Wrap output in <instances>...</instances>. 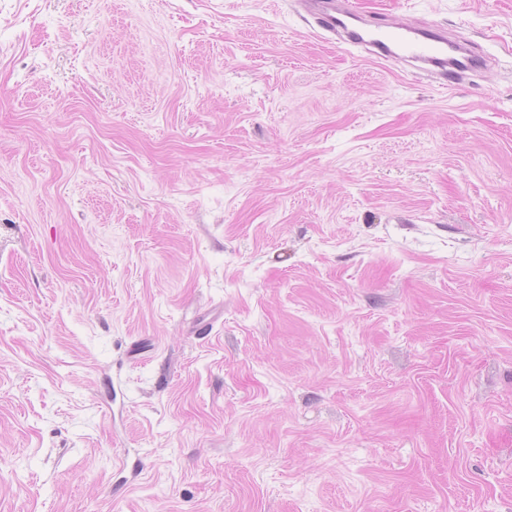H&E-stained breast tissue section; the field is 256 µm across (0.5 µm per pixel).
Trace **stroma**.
I'll list each match as a JSON object with an SVG mask.
<instances>
[{
    "instance_id": "obj_1",
    "label": "stroma",
    "mask_w": 512,
    "mask_h": 512,
    "mask_svg": "<svg viewBox=\"0 0 512 512\" xmlns=\"http://www.w3.org/2000/svg\"><path fill=\"white\" fill-rule=\"evenodd\" d=\"M0 0V512H512V0ZM301 3L322 30L329 33L344 31L347 36L345 43L355 46L373 43L378 46L384 51L375 54L378 59L387 60L386 49L395 45L408 61L441 68L444 74L447 67H466L463 61L452 64L448 60L447 39L431 31H420L404 21H397L385 29H376L372 32V38L367 39L364 31L349 29L347 22L357 13L349 0H302Z\"/></svg>"
}]
</instances>
